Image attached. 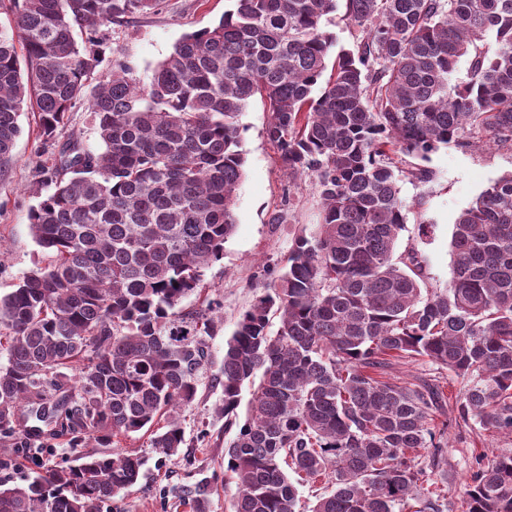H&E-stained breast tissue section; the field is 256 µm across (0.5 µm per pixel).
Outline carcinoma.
I'll list each match as a JSON object with an SVG mask.
<instances>
[{"label": "carcinoma", "instance_id": "1", "mask_svg": "<svg viewBox=\"0 0 512 512\" xmlns=\"http://www.w3.org/2000/svg\"><path fill=\"white\" fill-rule=\"evenodd\" d=\"M337 2L232 0L144 82L117 48L110 71L97 68L109 26L162 0H13L0 169L25 107L51 146L87 104L103 148L71 140L39 165L53 188L29 226L49 260L0 296L1 434H35L33 420L60 426L71 448L143 429L160 453L181 448L176 409L194 402L208 351L177 307L234 232L239 118L258 95L283 169L313 177L322 209L224 350L233 512H300L301 482L321 479L330 490L309 512H443L423 478L448 447L446 428L429 427L446 397L437 378L373 376L394 363L423 357L466 378L459 418L512 437V174L458 214L450 284L431 285L417 249H399L401 182L432 179L403 156L512 149V0H344L352 41L340 47L324 30ZM142 466L81 453L0 481V512H103ZM208 494L188 491L193 512ZM462 509L512 512V450L473 472Z\"/></svg>", "mask_w": 512, "mask_h": 512}]
</instances>
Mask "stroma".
<instances>
[{"mask_svg":"<svg viewBox=\"0 0 512 512\" xmlns=\"http://www.w3.org/2000/svg\"><path fill=\"white\" fill-rule=\"evenodd\" d=\"M229 0H164L161 11L147 14L111 31L113 47L141 79L164 60L186 33L213 27L229 9ZM268 108L253 98L240 117L244 177L237 191V225L224 245L223 257L210 265L202 288L186 296L182 313L206 312L209 325L199 326L209 361L200 373L194 403L178 413L185 442L170 457L150 446V434L140 431L123 438L116 450L142 456L145 476L121 492L112 512H186L180 501L183 489L200 481L211 488L209 512H231L235 485L224 482V416L220 411L222 391L216 383L224 361V347L240 315L253 303L257 283L270 279L280 269L293 240L303 226L317 223L321 200L312 177L290 178L279 154L265 135ZM21 133L13 158L0 171V295L12 291L23 277L47 257L29 228V210L51 191L37 168L46 155L32 113L19 117ZM432 180L423 186L402 183L401 195L409 203L407 228L402 244L415 246L424 272L431 282L443 285L452 278L451 239L454 222L488 183L512 172V150L492 144L439 147L426 162ZM282 213V223H271L273 213ZM426 236H419V224ZM456 410L435 416L434 426H446L448 446L442 449L437 468L444 491L443 512H462V489L478 465L488 464L512 438L480 433L478 424L456 420ZM43 450L23 456L12 439L0 436V481L17 482L21 473L72 457L61 440L44 437Z\"/></svg>","mask_w":512,"mask_h":512,"instance_id":"obj_1","label":"stroma"}]
</instances>
